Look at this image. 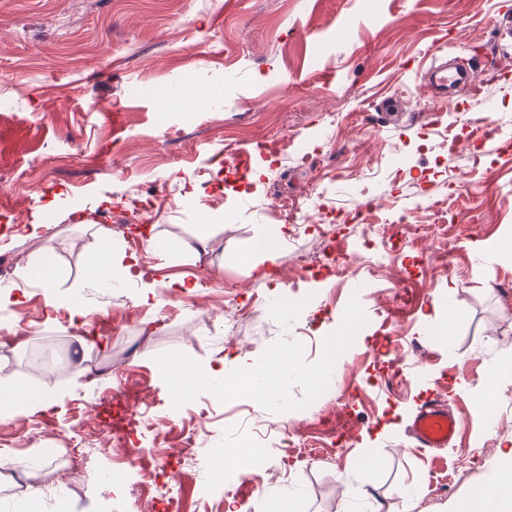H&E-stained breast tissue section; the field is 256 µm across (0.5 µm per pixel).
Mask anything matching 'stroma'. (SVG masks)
Returning a JSON list of instances; mask_svg holds the SVG:
<instances>
[{
    "label": "stroma",
    "mask_w": 512,
    "mask_h": 512,
    "mask_svg": "<svg viewBox=\"0 0 512 512\" xmlns=\"http://www.w3.org/2000/svg\"><path fill=\"white\" fill-rule=\"evenodd\" d=\"M503 15L512 0H0V253L14 255L0 285L30 329L0 343V373L51 400L0 417V456L21 461L0 474V512H169L162 481L179 512H225L230 501L275 512L286 497L300 512H454L492 480L512 440V379L488 377L512 357V260L489 247L512 235V39L493 29ZM451 53L469 60L477 93L422 88L430 59ZM188 71L196 85L222 86V98L191 116L162 110L157 92ZM239 146L247 161L224 164ZM366 193L377 200L372 223L391 209L405 219L388 227L386 260L360 290L365 253L351 252L342 275L320 257L360 239L362 225L336 214ZM287 205L306 234L285 226L293 240L251 270L255 241ZM79 210L150 272L159 302L139 304L132 284L84 289L89 321L112 330L78 356L68 305L48 308L31 270L50 261L63 297L82 283L95 239ZM47 211L55 223L26 236ZM202 230L204 247L168 250ZM277 288L304 307L292 324L252 314ZM297 336L308 339L300 369L334 363L327 397L313 404L289 386L288 431H270L265 466L203 487L207 445L245 433L265 406L201 384L174 403L160 362L232 367ZM53 338L67 363L45 382L21 355ZM90 368L102 383L89 382ZM119 380L136 419L130 440L154 424L142 496L96 487L69 463L74 449L95 448L111 473L97 407ZM483 391L493 431L475 404ZM430 397L461 428L447 447L419 449L409 424ZM33 472L38 499L24 487Z\"/></svg>",
    "instance_id": "obj_1"
}]
</instances>
